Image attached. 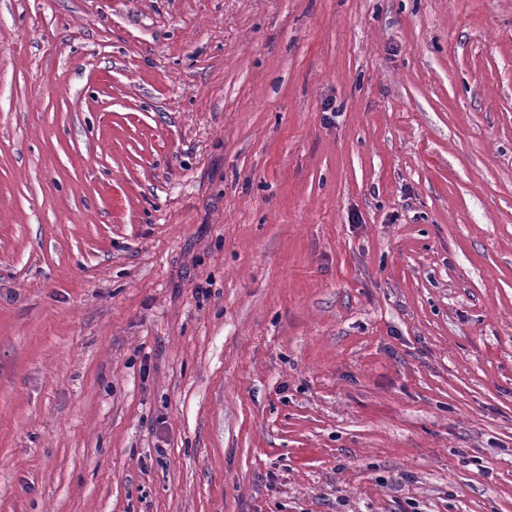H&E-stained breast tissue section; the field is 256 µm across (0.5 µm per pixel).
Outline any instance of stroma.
<instances>
[{"mask_svg": "<svg viewBox=\"0 0 512 512\" xmlns=\"http://www.w3.org/2000/svg\"><path fill=\"white\" fill-rule=\"evenodd\" d=\"M0 512H512V0H0Z\"/></svg>", "mask_w": 512, "mask_h": 512, "instance_id": "35a3bbf8", "label": "stroma"}]
</instances>
